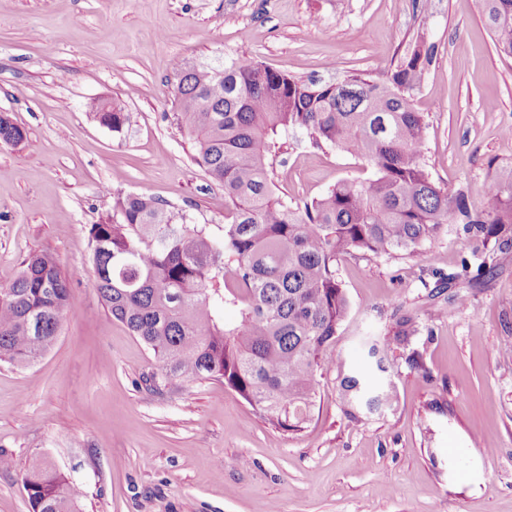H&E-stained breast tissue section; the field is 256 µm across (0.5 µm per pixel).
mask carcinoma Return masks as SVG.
I'll return each mask as SVG.
<instances>
[{"instance_id":"cac0c4a2","label":"carcinoma","mask_w":512,"mask_h":512,"mask_svg":"<svg viewBox=\"0 0 512 512\" xmlns=\"http://www.w3.org/2000/svg\"><path fill=\"white\" fill-rule=\"evenodd\" d=\"M496 48L512 56V0H484ZM434 47L420 40L384 80L348 75L305 81L247 55L215 65L183 63L174 73L177 124L194 141L197 165L224 186V234L212 239L147 194L117 193V218L90 230L96 288L112 319L150 348L161 364L149 388L175 379L221 377L282 432L307 428L317 375L340 362L330 345L349 314L336 276L354 253L414 254L451 224L473 240L481 267L512 254V168L485 187L491 210L472 211L467 190L435 184L426 168L427 124L412 92ZM99 122L120 132L122 108L94 103ZM307 132L371 169L366 181L342 180L323 196L293 206L276 194L267 160L283 135ZM23 131L0 116V143ZM71 284L56 259L35 254L0 285V361L27 366L55 343ZM235 309L228 322L221 315ZM413 318H396L385 343L408 346ZM371 372L340 369L339 393L355 421L392 405L394 386L376 341L365 344ZM31 512H79L80 488L45 464L24 479Z\"/></svg>"}]
</instances>
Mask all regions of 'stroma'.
<instances>
[{
	"label": "stroma",
	"instance_id": "stroma-1",
	"mask_svg": "<svg viewBox=\"0 0 512 512\" xmlns=\"http://www.w3.org/2000/svg\"><path fill=\"white\" fill-rule=\"evenodd\" d=\"M483 0H0V113L25 133L0 144V283L48 252L73 304L52 348L0 361V512H30L24 475L42 459L83 490L80 512H512V257L459 304L430 298L437 276L470 257L460 226L413 256L354 254L336 267L350 303L332 351L361 361L392 314L415 321L412 348L386 353L395 404L350 422L336 369L318 375L312 420L281 433L208 377L147 388L154 354L113 320L95 288L90 228L112 195L147 193L224 231V189L193 160L175 119L178 63L246 54L320 83L383 79L417 37L435 54L412 99L426 120L432 180L467 188L471 207L512 164V57L495 45ZM107 97L122 132L89 109ZM277 193L312 201L371 172L290 131L270 160Z\"/></svg>",
	"mask_w": 512,
	"mask_h": 512
}]
</instances>
